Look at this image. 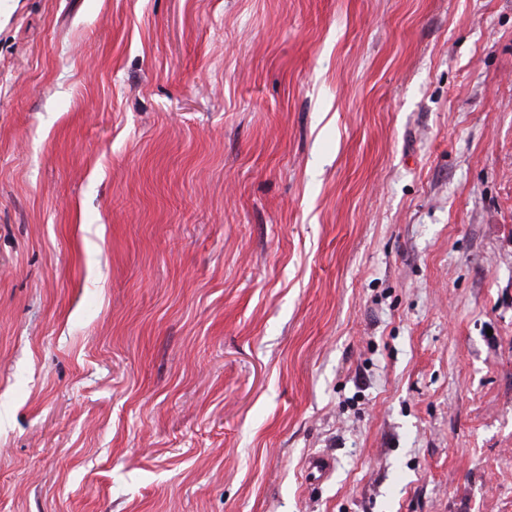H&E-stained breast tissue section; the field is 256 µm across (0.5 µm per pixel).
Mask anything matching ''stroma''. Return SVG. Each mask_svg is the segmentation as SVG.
Returning <instances> with one entry per match:
<instances>
[{
    "label": "stroma",
    "instance_id": "1",
    "mask_svg": "<svg viewBox=\"0 0 512 512\" xmlns=\"http://www.w3.org/2000/svg\"><path fill=\"white\" fill-rule=\"evenodd\" d=\"M0 512H512V0H0Z\"/></svg>",
    "mask_w": 512,
    "mask_h": 512
}]
</instances>
